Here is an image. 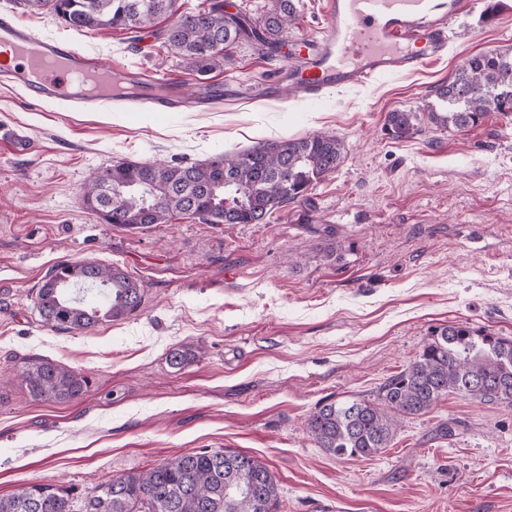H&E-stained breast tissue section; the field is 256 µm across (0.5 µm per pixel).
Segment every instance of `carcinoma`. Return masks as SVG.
Segmentation results:
<instances>
[{
  "label": "carcinoma",
  "instance_id": "1",
  "mask_svg": "<svg viewBox=\"0 0 512 512\" xmlns=\"http://www.w3.org/2000/svg\"><path fill=\"white\" fill-rule=\"evenodd\" d=\"M26 9L47 11L72 30L120 29L137 33L161 17L169 50L198 73L224 67L227 51L240 42L276 50L296 20L295 0H267L253 15L224 10L209 0L196 12H179L176 0H19ZM441 102L425 112L386 115L393 140L413 137L425 125L465 130L491 111L512 112V49L480 53L465 60L435 90ZM343 160L334 135L315 133L285 141L260 142L245 151H224L202 163L117 161L93 171L81 194L83 205L111 224L137 230L166 224L176 216L204 224H259L267 214L306 198ZM125 195L112 200V186ZM100 289L105 308L73 300L69 288ZM144 294L140 280L118 266L64 261L40 284L35 308L51 327L91 331L135 313ZM197 358L191 345L168 354L174 368ZM21 378L32 398L59 404L82 396L81 373L40 357H28ZM449 394L483 402H512V340L451 322L432 331L419 355L385 379L372 399L328 400L308 416L305 430L317 447L337 457L371 459L397 433L399 419L432 411ZM279 492L266 463L244 452L200 450L163 461L144 473L113 477L87 488L83 508L74 509L73 490L39 483L0 497V512H274Z\"/></svg>",
  "mask_w": 512,
  "mask_h": 512
}]
</instances>
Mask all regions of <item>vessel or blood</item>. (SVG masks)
I'll return each mask as SVG.
<instances>
[{"mask_svg":"<svg viewBox=\"0 0 512 512\" xmlns=\"http://www.w3.org/2000/svg\"><path fill=\"white\" fill-rule=\"evenodd\" d=\"M482 6V0H325L321 37L295 44L297 64L287 78L272 80L271 94L316 98L332 87L419 70L445 56L461 14ZM1 44L11 47L13 58L0 63V75L34 101H62L84 109L133 97L151 101L160 112L174 111L184 102L179 80L116 68L68 43L35 37L5 18H0ZM195 95L197 105L207 107L232 100L234 86L206 81Z\"/></svg>","mask_w":512,"mask_h":512,"instance_id":"1","label":"vessel or blood"}]
</instances>
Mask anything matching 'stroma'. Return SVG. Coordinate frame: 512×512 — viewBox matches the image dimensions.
Listing matches in <instances>:
<instances>
[{
  "label": "stroma",
  "instance_id": "stroma-1",
  "mask_svg": "<svg viewBox=\"0 0 512 512\" xmlns=\"http://www.w3.org/2000/svg\"><path fill=\"white\" fill-rule=\"evenodd\" d=\"M492 2L460 18L440 61L313 99L265 92L291 39L319 36L323 0H299L279 50L233 49L212 76L235 79L243 97L206 110L70 112L0 79V496L34 482L80 492L223 448L268 465L278 512H512V404L447 396L403 419L372 459L336 458L304 431L318 403L371 397L435 326L467 321L512 339V113L403 141L384 131L387 113L434 103L465 58L512 48V0ZM1 15L91 57L189 88L200 79L164 46V18L133 35L73 31L17 0H0ZM317 132L342 141L341 166L259 224L128 230L81 203L89 174L116 161L199 163ZM13 133L28 153H14ZM79 260L139 279L140 309L89 332L44 323L43 277ZM184 343L200 358L171 368L168 351ZM31 356L80 372L86 393L33 399L19 378ZM450 419L447 438L438 427Z\"/></svg>",
  "mask_w": 512,
  "mask_h": 512
}]
</instances>
